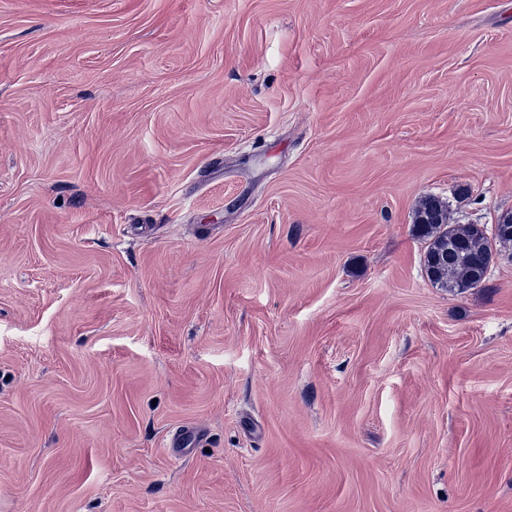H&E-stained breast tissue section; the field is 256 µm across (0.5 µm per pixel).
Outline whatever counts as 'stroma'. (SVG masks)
<instances>
[{
  "label": "stroma",
  "instance_id": "1",
  "mask_svg": "<svg viewBox=\"0 0 512 512\" xmlns=\"http://www.w3.org/2000/svg\"><path fill=\"white\" fill-rule=\"evenodd\" d=\"M427 195L512 212V0H0V512H512Z\"/></svg>",
  "mask_w": 512,
  "mask_h": 512
}]
</instances>
